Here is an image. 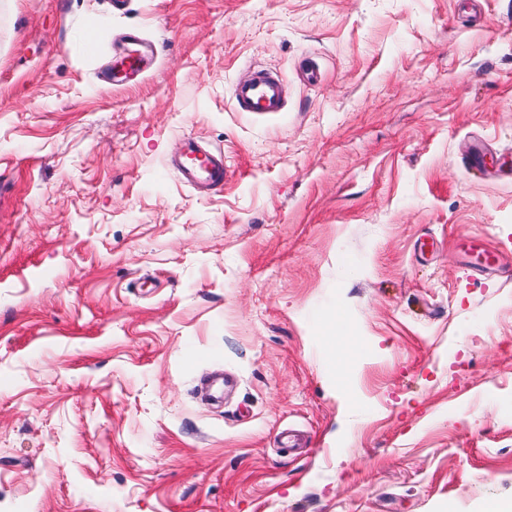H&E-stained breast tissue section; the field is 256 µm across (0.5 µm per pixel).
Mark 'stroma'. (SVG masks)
<instances>
[{
	"mask_svg": "<svg viewBox=\"0 0 512 512\" xmlns=\"http://www.w3.org/2000/svg\"><path fill=\"white\" fill-rule=\"evenodd\" d=\"M132 30L157 61L113 81ZM255 67L285 111L237 110ZM472 242L512 262V0H0V512L512 499ZM183 181L193 188L212 190L224 185V152L203 150L194 140L185 142L177 164Z\"/></svg>",
	"mask_w": 512,
	"mask_h": 512,
	"instance_id": "1",
	"label": "stroma"
}]
</instances>
